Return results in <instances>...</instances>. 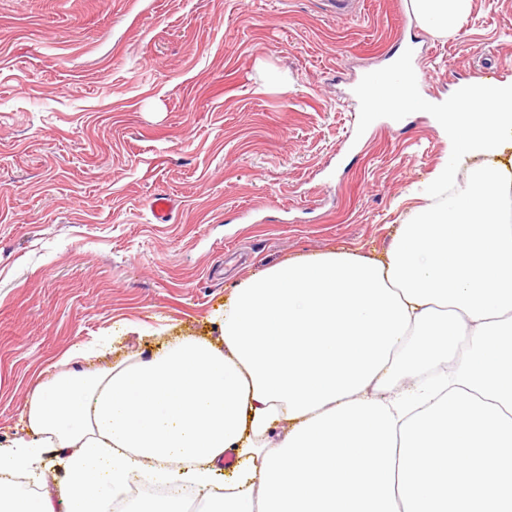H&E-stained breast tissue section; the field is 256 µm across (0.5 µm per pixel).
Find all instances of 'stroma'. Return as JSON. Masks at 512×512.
<instances>
[{"instance_id":"stroma-1","label":"stroma","mask_w":512,"mask_h":512,"mask_svg":"<svg viewBox=\"0 0 512 512\" xmlns=\"http://www.w3.org/2000/svg\"><path fill=\"white\" fill-rule=\"evenodd\" d=\"M444 36L410 0H0V448L73 347L92 370L219 337L233 287L320 253L378 258L448 157L437 113L359 129L348 79L415 45L425 96L512 81V0ZM176 205L155 223L150 200Z\"/></svg>"}]
</instances>
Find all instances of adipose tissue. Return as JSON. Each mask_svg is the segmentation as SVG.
Returning a JSON list of instances; mask_svg holds the SVG:
<instances>
[{"instance_id":"ef3b65f1","label":"adipose tissue","mask_w":512,"mask_h":512,"mask_svg":"<svg viewBox=\"0 0 512 512\" xmlns=\"http://www.w3.org/2000/svg\"><path fill=\"white\" fill-rule=\"evenodd\" d=\"M471 4L412 0L441 32ZM431 107L452 139L434 183L482 157L469 189L415 210L383 258L316 254L238 283L218 340L40 384L32 440L0 448V512H105L132 475L173 490L126 512H188L191 494L200 512H512V84ZM53 450L58 497L10 482L42 479Z\"/></svg>"}]
</instances>
